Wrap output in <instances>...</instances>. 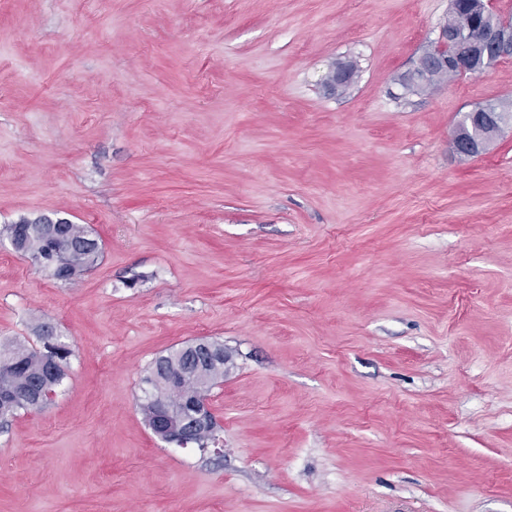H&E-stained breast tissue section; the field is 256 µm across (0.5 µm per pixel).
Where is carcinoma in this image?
I'll return each mask as SVG.
<instances>
[{
	"mask_svg": "<svg viewBox=\"0 0 512 512\" xmlns=\"http://www.w3.org/2000/svg\"><path fill=\"white\" fill-rule=\"evenodd\" d=\"M73 247L67 251L58 248L45 224H25L0 227V237L20 235L19 249L49 276L54 277L49 264L67 270L69 280H75L96 265L102 248H88L85 240L92 231L84 224H68L64 229ZM71 350L57 336L36 334V345L14 342L0 346V422L6 424L20 410L39 411L47 400L44 395L56 392L67 376ZM144 382L151 383L153 401L139 402L145 422H150L155 405L166 403L176 407L190 400L198 388L197 375L184 365V355L174 349L159 357L150 368Z\"/></svg>",
	"mask_w": 512,
	"mask_h": 512,
	"instance_id": "carcinoma-1",
	"label": "carcinoma"
}]
</instances>
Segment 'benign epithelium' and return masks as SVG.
I'll use <instances>...</instances> for the list:
<instances>
[{
    "mask_svg": "<svg viewBox=\"0 0 512 512\" xmlns=\"http://www.w3.org/2000/svg\"><path fill=\"white\" fill-rule=\"evenodd\" d=\"M451 12L467 28L469 35L461 38L454 31L442 28L438 40L418 58L416 65L399 76L398 84L404 93L414 94L424 88L423 68L426 66L436 70L449 68L455 72L481 74L491 69L499 58L512 54V24L494 15L492 0H451ZM352 79V70L339 63L337 70L327 76L325 84L335 89L349 85ZM484 123L491 124L492 129L499 132L505 126L512 127V114L496 112L488 105L476 106L464 113L462 125L480 126ZM227 357V351L217 350L206 341L187 349L188 368L197 372L201 379L200 393L193 401L185 403L190 415L188 419L170 407H160L151 426L156 435L179 448L208 450V445L196 438L197 428L210 424L212 416L203 367L206 362Z\"/></svg>",
    "mask_w": 512,
    "mask_h": 512,
    "instance_id": "benign-epithelium-1",
    "label": "benign epithelium"
}]
</instances>
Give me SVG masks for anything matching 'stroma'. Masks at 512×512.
Instances as JSON below:
<instances>
[{
	"instance_id": "1",
	"label": "stroma",
	"mask_w": 512,
	"mask_h": 512,
	"mask_svg": "<svg viewBox=\"0 0 512 512\" xmlns=\"http://www.w3.org/2000/svg\"><path fill=\"white\" fill-rule=\"evenodd\" d=\"M450 0H0V225L99 237L49 277L0 237V344L67 376L0 427V512H512V56L402 96ZM339 61L357 77L324 79ZM199 339L218 452L154 435ZM504 107L505 106L500 107L501 110L508 111ZM490 111H496V109L488 105L476 106L470 111L464 112L461 123L464 126L467 124H470L471 126H480L483 123H491L494 132H500L505 126H510V128L512 127V114L510 112ZM471 126L468 125L461 127L459 130L460 135L469 139L484 138L486 135L485 129ZM180 349L181 347L159 357L143 380L145 385L147 382L151 383L153 393V401L139 402V410L149 426L156 404L166 403L176 407L180 405V401H189L197 392V375L184 365L185 356L180 353Z\"/></svg>"
}]
</instances>
